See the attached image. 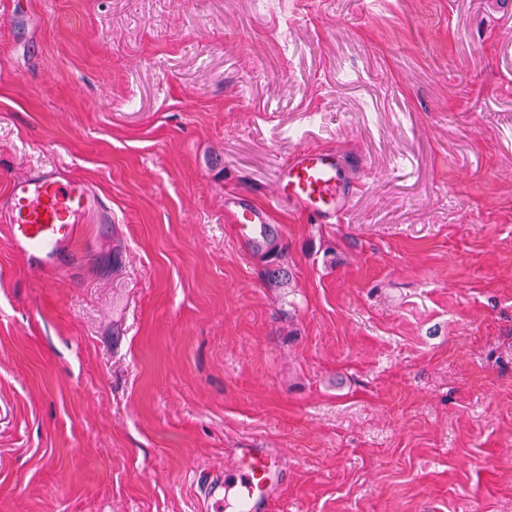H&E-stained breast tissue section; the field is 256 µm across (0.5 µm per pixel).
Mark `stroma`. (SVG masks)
<instances>
[{"label": "stroma", "mask_w": 512, "mask_h": 512, "mask_svg": "<svg viewBox=\"0 0 512 512\" xmlns=\"http://www.w3.org/2000/svg\"><path fill=\"white\" fill-rule=\"evenodd\" d=\"M302 146L365 158L343 223L275 204ZM44 168L112 232L47 283L0 227V512H206L241 448L272 512H512V11L0 0L1 216ZM226 212L230 224H237L239 235L248 244L264 239V233L269 234L262 246L256 251L266 259L264 275L267 282L274 288H285L289 275L283 265V247L277 233V227L272 224L269 208L258 204L247 191H241L227 198ZM288 462L279 448H241L235 465L224 475L199 474L201 495L216 509L224 506V491L236 489L237 512H269L287 484Z\"/></svg>", "instance_id": "1"}]
</instances>
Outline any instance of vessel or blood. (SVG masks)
<instances>
[{"mask_svg":"<svg viewBox=\"0 0 512 512\" xmlns=\"http://www.w3.org/2000/svg\"><path fill=\"white\" fill-rule=\"evenodd\" d=\"M352 157L333 150L299 148L279 169L278 199L318 224L341 223L358 191L348 173ZM7 234L11 244L39 275L52 278L69 271L78 256L74 243L82 223L97 216L112 221V211L85 183L62 182L57 171L39 170L13 181L9 194ZM226 212L245 242L262 241L275 232L269 208L249 192L228 197ZM288 462L278 448L240 449L233 468L220 476L200 475L198 487L215 507L224 504V493L236 490V512H270L287 484Z\"/></svg>","mask_w":512,"mask_h":512,"instance_id":"obj_1","label":"vessel or blood"}]
</instances>
